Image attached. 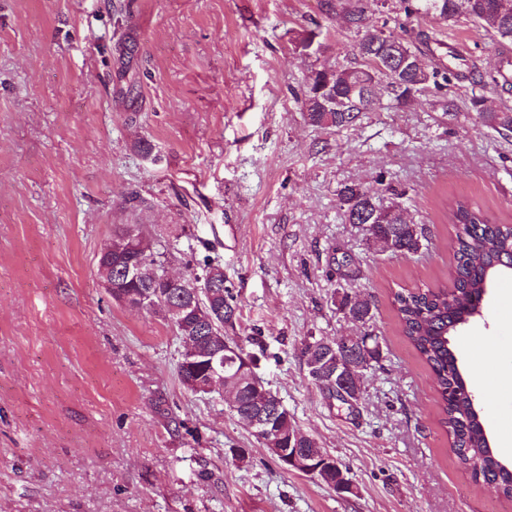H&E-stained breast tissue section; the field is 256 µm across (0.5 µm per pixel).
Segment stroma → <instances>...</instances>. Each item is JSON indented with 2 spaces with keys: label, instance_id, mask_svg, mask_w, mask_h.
I'll use <instances>...</instances> for the list:
<instances>
[{
  "label": "stroma",
  "instance_id": "1",
  "mask_svg": "<svg viewBox=\"0 0 512 512\" xmlns=\"http://www.w3.org/2000/svg\"><path fill=\"white\" fill-rule=\"evenodd\" d=\"M422 35L458 80L352 125L310 126L312 72L355 63L346 13ZM405 0H0V512H512L474 482L439 422L433 374L403 335L394 294L446 283L461 198L512 224V136L464 104L512 58L467 17ZM314 34L317 49L298 41ZM148 141L151 152L139 148ZM393 189L427 243L405 258L349 223L340 188ZM170 243L167 268L215 259L260 335L257 370L353 490L286 472L220 392L178 377L161 314L112 300L98 273L119 224ZM369 299L356 327L343 297ZM377 336L355 406L314 384L302 348ZM491 444L512 433V274L452 341Z\"/></svg>",
  "mask_w": 512,
  "mask_h": 512
}]
</instances>
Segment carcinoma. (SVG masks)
<instances>
[{"mask_svg":"<svg viewBox=\"0 0 512 512\" xmlns=\"http://www.w3.org/2000/svg\"><path fill=\"white\" fill-rule=\"evenodd\" d=\"M421 10L431 12L443 22L464 15L477 22L486 31L502 41L512 42V0H422ZM402 53L414 57L416 53L401 35L376 30V35H362L355 50L363 60L360 67L320 69L311 76L309 93L302 101L307 122L317 128H345L358 119L376 102V86L384 84L391 89L393 100L402 102L433 84L451 81V74L438 68L418 73L405 69L392 73L375 65V59L384 56L394 46ZM360 91L353 92L355 86ZM469 111L478 114L481 122L497 131L512 132L511 109H488L484 99H470ZM340 201L351 224L366 225L368 235L391 241V253L398 256L416 254L426 239L425 228L402 218L387 224L368 222L376 210H401L396 203L384 205L371 191L359 184H348L339 191ZM451 223L461 225L454 252L455 276L449 287L402 289L394 294L397 317L404 336L420 358L432 371L438 394L442 424L452 437V451L459 462L476 480L495 485L499 494L512 500V470L495 456L483 418L473 408L472 395L457 365L450 347V339L468 325L482 308L487 289L500 276L512 272V232L504 224L492 223L469 202L457 200L450 209ZM165 254L148 239L139 224H123L113 232L112 241L101 250L98 264L112 266L131 260L141 261L148 268L163 270ZM202 273L190 271L183 284L170 287L158 284L154 288V301L150 309L169 321L176 336H196L202 340L210 336H224V342L238 350L237 366L231 373L230 387L239 400L234 413L238 417L249 415L257 408L248 375L257 359L246 350L245 344H257L254 336L240 342L224 335V327L239 319V310L229 288L222 285L210 288L197 299H192L188 284L214 270V263L203 261ZM112 282L111 294L126 296V304L148 288L142 280ZM205 362L189 367L179 365L182 384L195 391L193 383L204 376Z\"/></svg>","mask_w":512,"mask_h":512,"instance_id":"carcinoma-1","label":"carcinoma"}]
</instances>
